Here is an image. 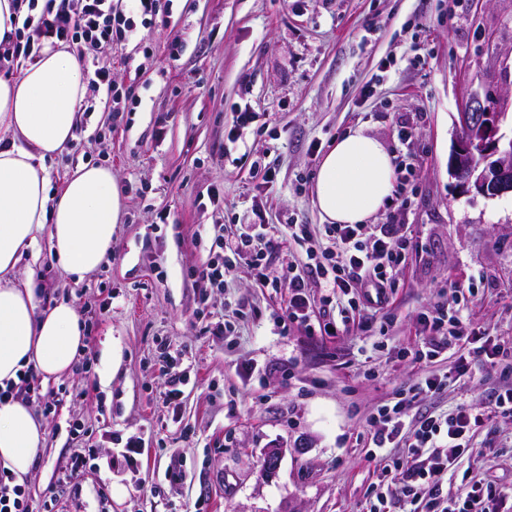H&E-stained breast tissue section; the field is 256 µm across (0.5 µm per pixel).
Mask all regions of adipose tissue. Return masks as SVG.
I'll list each match as a JSON object with an SVG mask.
<instances>
[{
    "instance_id": "adipose-tissue-1",
    "label": "adipose tissue",
    "mask_w": 512,
    "mask_h": 512,
    "mask_svg": "<svg viewBox=\"0 0 512 512\" xmlns=\"http://www.w3.org/2000/svg\"><path fill=\"white\" fill-rule=\"evenodd\" d=\"M83 66L67 46L44 44L34 62L0 76V386L34 366L45 377L71 369L86 346L76 308L61 302L39 309L31 285L13 274L26 248L47 231L52 250L75 279L112 252L121 218L120 191L106 167L83 166L50 191L45 162L74 139L84 98ZM393 190L392 158L375 137L355 130L322 158L314 203L333 224H363ZM44 428L19 399L0 402V464L24 478Z\"/></svg>"
}]
</instances>
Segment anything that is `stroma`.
I'll return each mask as SVG.
<instances>
[{
  "instance_id": "35a3bbf8",
  "label": "stroma",
  "mask_w": 512,
  "mask_h": 512,
  "mask_svg": "<svg viewBox=\"0 0 512 512\" xmlns=\"http://www.w3.org/2000/svg\"><path fill=\"white\" fill-rule=\"evenodd\" d=\"M99 60L138 105L79 113L74 140L47 168L55 190L79 166L111 169L124 190L112 252L78 282L43 231L16 270L40 308L72 303L86 327L79 360L41 380L30 402L45 429L24 481L32 512H368L385 462L408 454L399 443L374 455L367 419L377 407L428 373L447 384L415 403L417 414L512 385L495 367L455 377L448 353L425 369L409 356L422 316L451 304L457 286L473 289L463 330L512 345V196L461 192L448 170L472 99L501 112L500 132L512 135V0H174L166 24H136ZM237 109L253 120L233 141ZM406 117L414 249L371 332L307 335L288 318L287 289L265 281L284 283L291 259L317 249L315 174L336 139L361 128L394 155ZM258 158L276 169L266 188L252 177ZM255 209L311 234L269 254L262 272L242 261L223 287H201L194 270L214 225L233 237ZM168 361L186 375L173 410L163 403ZM74 425L90 433L95 458L72 476ZM132 439L142 448L134 466L123 458ZM473 443L457 477L512 490V418Z\"/></svg>"
}]
</instances>
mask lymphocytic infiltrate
<instances>
[{
    "mask_svg": "<svg viewBox=\"0 0 512 512\" xmlns=\"http://www.w3.org/2000/svg\"><path fill=\"white\" fill-rule=\"evenodd\" d=\"M21 5V25L12 40L0 43V66L19 58L36 59L43 41L55 39L69 45L98 49L126 39L134 22L153 24L161 10V0H128V7L116 0H16ZM408 215L407 198H397L382 224H328L324 227L326 245L321 254H307L302 273L287 282L291 314L307 315L311 304L309 278L331 284L333 297L346 298L350 308L359 305L383 306L399 266L411 248L405 232ZM302 224H284L280 236H268L263 217L246 224L238 238L224 236L223 225H215L209 256L195 274L203 285L219 288L224 273L233 260L243 254L262 259L284 242L303 238ZM460 307L437 306L431 317L423 318L425 339L411 358L422 365L456 349L459 334ZM442 386L435 378L421 379L413 393L391 406H381L371 414L368 425L374 448L382 449L396 441L409 442L405 461L386 469L390 489H377L378 512H386L393 503L410 504L418 495L428 499V512H497L495 488L477 483L459 485L455 491L443 488L445 477L454 475L457 460L471 449L476 431L497 416L512 417V387L492 394L488 401L468 405L441 416L432 413L413 414L417 396L433 393Z\"/></svg>",
    "mask_w": 512,
    "mask_h": 512,
    "instance_id": "obj_1",
    "label": "lymphocytic infiltrate"
}]
</instances>
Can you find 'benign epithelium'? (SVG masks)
Returning <instances> with one entry per match:
<instances>
[{"label":"benign epithelium","instance_id":"1","mask_svg":"<svg viewBox=\"0 0 512 512\" xmlns=\"http://www.w3.org/2000/svg\"><path fill=\"white\" fill-rule=\"evenodd\" d=\"M500 116L486 108L460 113L451 176L468 192L485 197L512 193V138L499 135Z\"/></svg>","mask_w":512,"mask_h":512}]
</instances>
